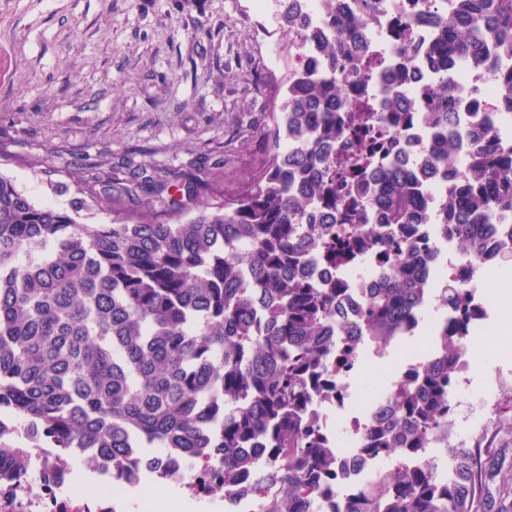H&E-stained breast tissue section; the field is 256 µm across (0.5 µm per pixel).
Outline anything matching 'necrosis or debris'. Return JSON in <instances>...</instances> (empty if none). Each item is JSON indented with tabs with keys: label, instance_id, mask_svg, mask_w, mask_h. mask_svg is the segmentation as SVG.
Instances as JSON below:
<instances>
[{
	"label": "necrosis or debris",
	"instance_id": "4bbe7bcc",
	"mask_svg": "<svg viewBox=\"0 0 512 512\" xmlns=\"http://www.w3.org/2000/svg\"><path fill=\"white\" fill-rule=\"evenodd\" d=\"M305 9L318 35L301 43L298 53L301 61L310 63L320 60L323 43L332 41L335 14L355 17L359 11L355 0H337L333 6L327 5L326 0H305ZM422 11L420 0H380L367 23L360 28L376 66L370 81L362 82L358 90L347 91L348 99L367 96L371 89L387 84L393 69L401 62L399 49L404 43L430 45L435 27L422 19ZM438 82L427 58L417 57L407 71L403 86L404 95L415 102L414 110L404 123L384 129L374 140L377 165H388L396 155L404 152L417 159L428 157L435 134L416 99L422 87ZM454 87L458 133L454 154L460 172L465 174L470 170L471 129L483 127L501 147L511 148L512 115L499 111L500 90L487 66L459 68ZM447 197V183L431 182L424 191L423 221L409 231L410 241L418 248L429 292L426 304L437 307L438 316L432 322L415 319L403 329L401 336L406 341L425 338L424 352L407 353L400 368L391 373L378 394L365 397L356 383L368 364L371 354L368 344L362 337L348 335L339 329L334 332L335 389L316 398L309 407L321 437L346 465L343 475L330 486L323 512H342L347 503L358 496L370 473L378 469L381 458L369 452L368 446L370 429L382 398L399 389L408 376L417 373L426 359L437 353L446 329L458 328L465 319L473 324L489 319L488 276L494 269L512 263V217L486 228L485 249L474 257L454 247L451 236L446 233L443 221ZM352 249L349 260L330 269L319 267L314 271L317 281L333 279L342 285V306L346 319L351 322L358 319L364 301L379 285L385 266L375 246L359 241ZM451 285L464 291L467 310L441 305V291ZM470 383V353L464 349L456 360L450 383L449 411L455 424L450 427L448 437L431 440V448H444L451 443L464 448L475 447L476 434L488 433L496 416L499 392L505 389L512 393V370L494 369L488 393L479 397L470 395ZM54 456L55 451L51 448L31 449L20 475L0 494V512H112L107 478H100L81 496L66 492L61 480L42 485L40 477Z\"/></svg>",
	"mask_w": 512,
	"mask_h": 512
}]
</instances>
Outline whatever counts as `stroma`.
Masks as SVG:
<instances>
[{"mask_svg":"<svg viewBox=\"0 0 512 512\" xmlns=\"http://www.w3.org/2000/svg\"><path fill=\"white\" fill-rule=\"evenodd\" d=\"M296 49L256 0H0V173L80 224L136 215L149 194L73 210L77 182L109 171L207 168L226 197L267 157L256 130L276 108ZM471 327L470 391L512 340Z\"/></svg>","mask_w":512,"mask_h":512,"instance_id":"stroma-1","label":"stroma"}]
</instances>
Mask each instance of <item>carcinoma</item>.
<instances>
[{
  "label": "carcinoma",
  "mask_w": 512,
  "mask_h": 512,
  "mask_svg": "<svg viewBox=\"0 0 512 512\" xmlns=\"http://www.w3.org/2000/svg\"><path fill=\"white\" fill-rule=\"evenodd\" d=\"M280 0V32L298 29ZM438 29L427 49L439 85L421 91L438 139L426 163L446 174L447 223L465 252L482 250L483 226L512 215V149L483 129L470 133L485 164L456 177L452 89L461 65L494 57L498 106L512 114V0H456L443 15L424 0ZM354 21L341 24L324 69L291 73L279 110L261 140L268 164L240 197L216 202L208 172L173 173L186 201L107 224L33 202L0 173V482L32 447L55 448V470L69 471L78 448H94L111 478L147 475L214 496L255 468L245 449L271 453L275 471L257 474L251 492L265 512H318L338 463L307 415L332 371L331 329L364 336L378 352L424 312L425 282L416 246L397 233L421 219L423 188L399 161L381 170L366 136L400 122L408 104L395 88L374 102L358 99L340 116L346 84L365 79ZM354 128L358 164L378 184L368 197L375 224L351 236L393 252L384 284L349 325L336 285L317 284L298 268L348 258L349 239L329 223L350 215L359 179L347 178L336 151ZM169 180L143 175L119 193H162ZM465 336L446 334L440 356L388 395L375 451L392 457L428 448L447 426L448 378ZM170 456L180 476L165 466ZM446 487L427 457L420 468L376 473L344 512H512V422L487 444L448 448Z\"/></svg>",
  "instance_id": "carcinoma-1"
}]
</instances>
